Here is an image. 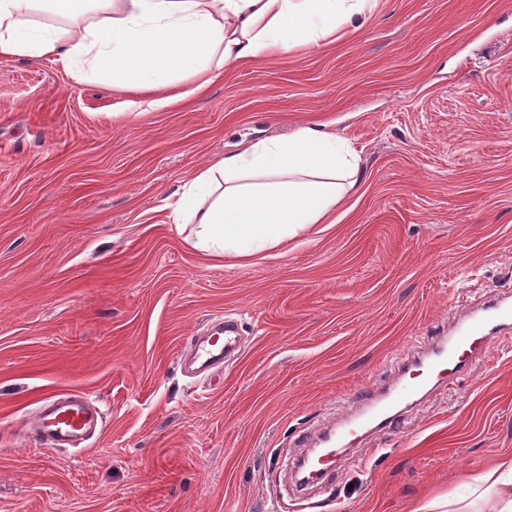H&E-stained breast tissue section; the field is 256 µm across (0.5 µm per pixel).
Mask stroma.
Here are the masks:
<instances>
[{
  "label": "stroma",
  "instance_id": "obj_1",
  "mask_svg": "<svg viewBox=\"0 0 512 512\" xmlns=\"http://www.w3.org/2000/svg\"><path fill=\"white\" fill-rule=\"evenodd\" d=\"M175 104L46 58L0 60V512H410L512 456V329L470 372L297 486L312 432L354 417L433 326L512 292V0H382L355 34L228 68ZM324 127L360 158L327 221L221 260L170 202L213 155ZM238 321L195 375L192 337ZM104 415L32 434L42 401ZM98 420L102 422L100 411L87 401L51 397L41 406L36 427L46 445L67 448L74 447Z\"/></svg>",
  "mask_w": 512,
  "mask_h": 512
}]
</instances>
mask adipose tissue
I'll return each instance as SVG.
<instances>
[{
  "instance_id": "obj_1",
  "label": "adipose tissue",
  "mask_w": 512,
  "mask_h": 512,
  "mask_svg": "<svg viewBox=\"0 0 512 512\" xmlns=\"http://www.w3.org/2000/svg\"><path fill=\"white\" fill-rule=\"evenodd\" d=\"M380 0H0V58L51 57L74 81L109 77L155 90L175 77L205 87L223 68L358 31ZM51 16L48 24L40 16ZM359 157L336 134L304 126L209 159L183 186L175 221L191 246L242 259L323 223L357 184ZM469 494L412 512H512V458L468 475Z\"/></svg>"
}]
</instances>
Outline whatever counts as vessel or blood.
Here are the masks:
<instances>
[{
    "label": "vessel or blood",
    "instance_id": "b4317fda",
    "mask_svg": "<svg viewBox=\"0 0 512 512\" xmlns=\"http://www.w3.org/2000/svg\"><path fill=\"white\" fill-rule=\"evenodd\" d=\"M456 324L454 335L435 336L429 347L401 358L387 390L369 386L360 391L357 418L361 428H372L378 420L390 426L397 424L395 403L422 398L427 386L439 384L447 375L467 371L475 349L488 346L493 334L512 326V299L505 295L491 298L482 308L460 313ZM238 342L235 326L228 323L218 335L196 345L194 355L202 368L208 369L224 363L237 351ZM100 418V411L87 401L52 397L40 408L37 428L46 445L66 448L82 439ZM354 435L355 430L344 427L325 437L326 450L318 460L319 478L335 471L341 453Z\"/></svg>",
    "mask_w": 512,
    "mask_h": 512
}]
</instances>
